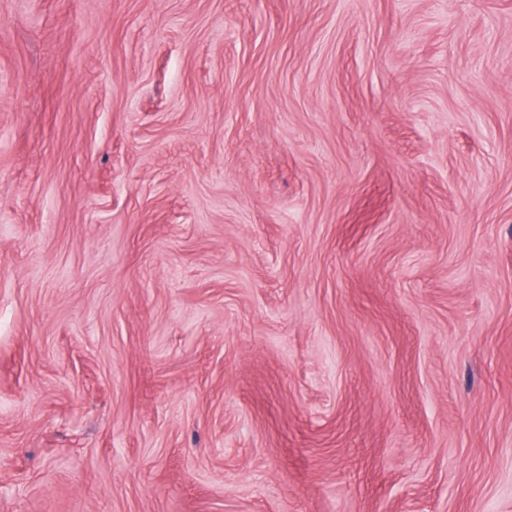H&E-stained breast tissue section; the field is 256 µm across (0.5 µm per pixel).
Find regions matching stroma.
<instances>
[{"mask_svg":"<svg viewBox=\"0 0 512 512\" xmlns=\"http://www.w3.org/2000/svg\"><path fill=\"white\" fill-rule=\"evenodd\" d=\"M0 512H512V0H0Z\"/></svg>","mask_w":512,"mask_h":512,"instance_id":"obj_1","label":"stroma"}]
</instances>
